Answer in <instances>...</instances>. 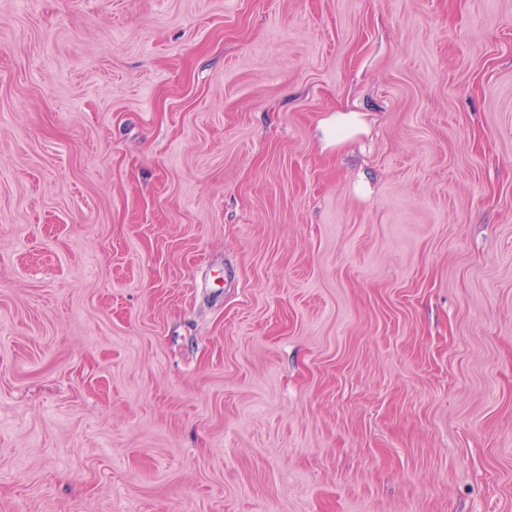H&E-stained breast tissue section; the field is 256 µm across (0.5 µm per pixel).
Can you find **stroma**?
I'll list each match as a JSON object with an SVG mask.
<instances>
[{
  "label": "stroma",
  "mask_w": 512,
  "mask_h": 512,
  "mask_svg": "<svg viewBox=\"0 0 512 512\" xmlns=\"http://www.w3.org/2000/svg\"><path fill=\"white\" fill-rule=\"evenodd\" d=\"M0 512H512V0H0ZM364 124L359 112L337 109L322 125L324 147L336 145V149H340L363 130Z\"/></svg>",
  "instance_id": "obj_1"
}]
</instances>
